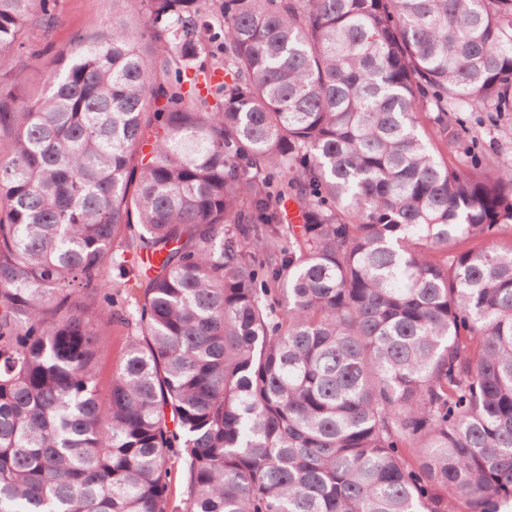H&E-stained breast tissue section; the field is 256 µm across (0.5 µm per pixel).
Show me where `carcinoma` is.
<instances>
[{"label": "carcinoma", "instance_id": "carcinoma-1", "mask_svg": "<svg viewBox=\"0 0 512 512\" xmlns=\"http://www.w3.org/2000/svg\"><path fill=\"white\" fill-rule=\"evenodd\" d=\"M140 2L0 100V512H509L512 0ZM477 115L472 117L471 126L479 138L485 141L494 140L500 147L512 153V112L501 117L498 130L489 127L488 123H481ZM127 330L116 325L107 339V346L98 361V377L101 384L106 385L111 377L116 364L120 361L124 352ZM189 491L188 474L182 464L175 465L168 489L169 512H181Z\"/></svg>", "mask_w": 512, "mask_h": 512}]
</instances>
